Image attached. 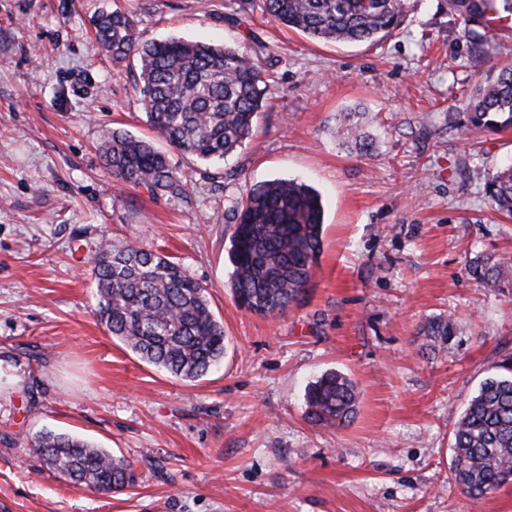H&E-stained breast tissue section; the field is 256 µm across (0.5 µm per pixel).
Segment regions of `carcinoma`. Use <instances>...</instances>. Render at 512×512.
Masks as SVG:
<instances>
[{
	"label": "carcinoma",
	"instance_id": "cac0c4a2",
	"mask_svg": "<svg viewBox=\"0 0 512 512\" xmlns=\"http://www.w3.org/2000/svg\"><path fill=\"white\" fill-rule=\"evenodd\" d=\"M265 15L324 43L378 42L392 34L404 0H262ZM448 14L473 45L495 21L512 18V0H448ZM98 46L116 63L137 59L139 92L152 133L182 154L207 164L248 144L263 101L273 88L257 52L181 37L142 41L131 15L120 10L95 21ZM470 125L512 129V68L479 83L467 104ZM336 137L350 150L370 153L375 140L365 113L336 116ZM112 178L154 193L183 198L191 179L172 167L153 140L114 130L101 148ZM497 211L512 216V162L484 182ZM229 281L236 304L263 316L279 315L306 292L323 251L321 195L296 179L277 178L246 188L232 209ZM468 275L482 288L512 286V258H477ZM92 276L96 316L139 358L171 376L196 381L224 358V326L210 308L208 290L180 264L135 242L101 240ZM453 321L425 327L433 345L446 346ZM359 392L346 374L329 370L305 390L306 417L343 424L357 410ZM29 451L58 475L104 493L137 483L132 463L68 433L44 431ZM455 481L478 501L512 484V360L485 378L453 431Z\"/></svg>",
	"mask_w": 512,
	"mask_h": 512
}]
</instances>
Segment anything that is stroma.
Listing matches in <instances>:
<instances>
[{
    "label": "stroma",
    "mask_w": 512,
    "mask_h": 512,
    "mask_svg": "<svg viewBox=\"0 0 512 512\" xmlns=\"http://www.w3.org/2000/svg\"><path fill=\"white\" fill-rule=\"evenodd\" d=\"M376 42L318 43L257 0H0V512H512V484L472 500L452 474L456 421L512 358V288L466 267L512 253V220L483 191L512 160V129L466 125L477 83L512 67V23L474 52L445 0H404ZM122 10L144 40L261 47L276 90L244 149L217 164L168 150L186 198L123 185L99 153L108 132L146 137L135 63H113L94 18ZM360 107L378 147L336 142ZM297 178L323 197V253L284 314L240 308L229 286V209L247 186ZM173 257L209 291L224 359L184 382L141 361L98 321L101 239ZM455 335L433 349L428 320ZM353 379L357 414L305 417L322 372ZM43 430L130 461L111 494L48 471Z\"/></svg>",
    "instance_id": "35a3bbf8"
}]
</instances>
